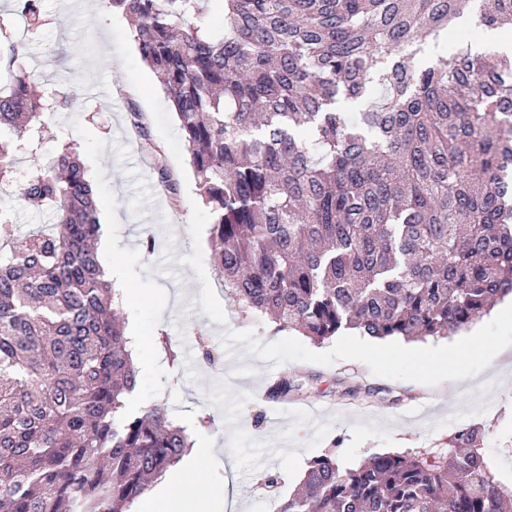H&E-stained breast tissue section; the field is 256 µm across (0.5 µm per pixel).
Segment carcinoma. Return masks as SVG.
Instances as JSON below:
<instances>
[{
  "instance_id": "obj_1",
  "label": "carcinoma",
  "mask_w": 512,
  "mask_h": 512,
  "mask_svg": "<svg viewBox=\"0 0 512 512\" xmlns=\"http://www.w3.org/2000/svg\"><path fill=\"white\" fill-rule=\"evenodd\" d=\"M135 28L209 208L218 280L239 305L321 344L447 337L512 295V58L426 41L512 0H105ZM361 105L353 122L345 103ZM53 109L0 84V184ZM0 221V512H129L193 447L139 388L122 295L98 255L96 190L73 146ZM482 431L445 448L312 459L275 512H507ZM9 219L12 224H17L23 231L53 222V216L50 211H30L23 208L17 202H14L9 210Z\"/></svg>"
}]
</instances>
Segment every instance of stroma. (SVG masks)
Returning <instances> with one entry per match:
<instances>
[{"label": "stroma", "instance_id": "obj_1", "mask_svg": "<svg viewBox=\"0 0 512 512\" xmlns=\"http://www.w3.org/2000/svg\"><path fill=\"white\" fill-rule=\"evenodd\" d=\"M40 88L77 84L76 109L55 112L42 147L19 156L17 190L48 163L59 143L73 141L97 192L99 252L123 288L126 332L145 349L133 409L157 404L193 439L223 441L230 458L200 480L209 495L234 498L237 512H272L257 486L278 476L288 498L309 461L335 450L354 468L377 453L443 448L449 435L480 427L488 466L512 490V303L496 304L474 327L447 338L375 341L345 333L321 344L277 330L269 317L245 312L220 285L212 266L211 215L199 195L170 101L142 61L124 15L94 0H40L39 21L25 29L16 0H0V63L13 43ZM141 112L152 146L162 149L178 182L162 190L151 147L133 121ZM155 249L144 254L142 240ZM206 332L221 353L205 362L197 345ZM168 336L180 354L169 366L154 336ZM466 344L457 353V344ZM285 379L287 398L270 396ZM210 413L209 428L197 425Z\"/></svg>", "mask_w": 512, "mask_h": 512}]
</instances>
